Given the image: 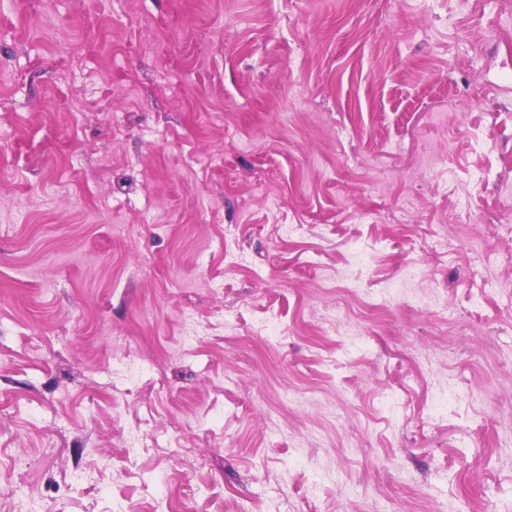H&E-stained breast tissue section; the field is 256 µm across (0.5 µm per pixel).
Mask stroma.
Masks as SVG:
<instances>
[{
  "label": "stroma",
  "instance_id": "stroma-1",
  "mask_svg": "<svg viewBox=\"0 0 512 512\" xmlns=\"http://www.w3.org/2000/svg\"><path fill=\"white\" fill-rule=\"evenodd\" d=\"M385 503L512 512V0H0V512Z\"/></svg>",
  "mask_w": 512,
  "mask_h": 512
}]
</instances>
